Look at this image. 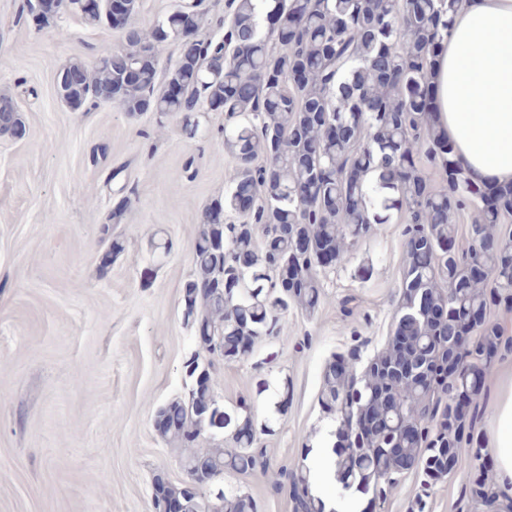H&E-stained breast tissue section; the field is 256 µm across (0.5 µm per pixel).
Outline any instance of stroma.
I'll return each instance as SVG.
<instances>
[{"label": "stroma", "mask_w": 512, "mask_h": 512, "mask_svg": "<svg viewBox=\"0 0 512 512\" xmlns=\"http://www.w3.org/2000/svg\"><path fill=\"white\" fill-rule=\"evenodd\" d=\"M22 3L0 0V95L26 128L0 135V512H153L155 475L185 477L155 419L190 383L197 344L182 296L204 210L232 169L224 115L200 113L191 138L178 116L71 109L55 92L60 71L94 65L123 35L70 13L39 29ZM107 221L113 254L99 241ZM404 255L403 225H382L321 273L314 312L289 309L250 358L218 365L215 436L230 439L251 417L269 458L224 487L250 494L258 512H292L279 467L313 466L316 448L333 443L318 401L324 367L356 351L360 371L386 347ZM508 366L504 347L472 402L474 440L457 472L427 485L409 471L384 498L360 495L358 512H482L472 490L477 475L496 480L485 423Z\"/></svg>", "instance_id": "obj_1"}]
</instances>
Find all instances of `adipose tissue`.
<instances>
[{
    "label": "adipose tissue",
    "instance_id": "adipose-tissue-1",
    "mask_svg": "<svg viewBox=\"0 0 512 512\" xmlns=\"http://www.w3.org/2000/svg\"><path fill=\"white\" fill-rule=\"evenodd\" d=\"M437 117L476 182L512 181V0H462L434 78ZM500 483L512 489V371L490 421Z\"/></svg>",
    "mask_w": 512,
    "mask_h": 512
}]
</instances>
